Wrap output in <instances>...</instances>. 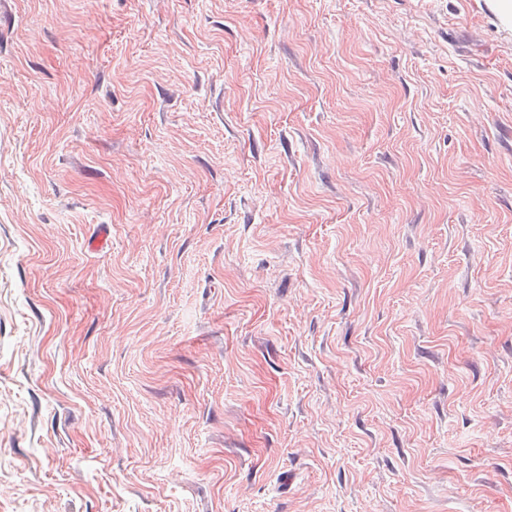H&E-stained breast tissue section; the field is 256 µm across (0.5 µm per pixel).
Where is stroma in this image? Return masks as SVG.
<instances>
[{
    "instance_id": "stroma-1",
    "label": "stroma",
    "mask_w": 512,
    "mask_h": 512,
    "mask_svg": "<svg viewBox=\"0 0 512 512\" xmlns=\"http://www.w3.org/2000/svg\"><path fill=\"white\" fill-rule=\"evenodd\" d=\"M0 512H512L497 0H0Z\"/></svg>"
}]
</instances>
